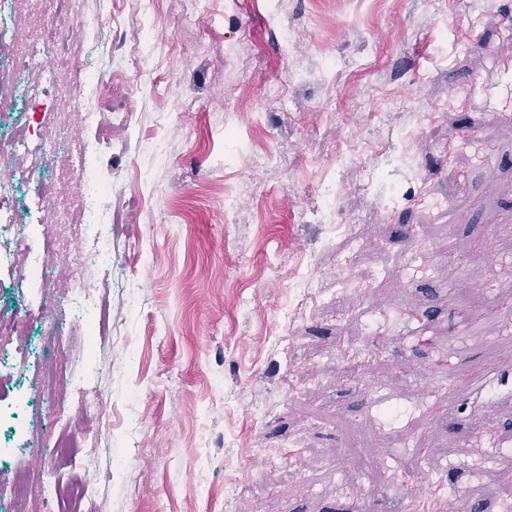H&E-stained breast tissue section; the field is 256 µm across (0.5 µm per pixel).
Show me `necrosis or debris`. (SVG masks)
<instances>
[{
	"instance_id": "1",
	"label": "necrosis or debris",
	"mask_w": 512,
	"mask_h": 512,
	"mask_svg": "<svg viewBox=\"0 0 512 512\" xmlns=\"http://www.w3.org/2000/svg\"><path fill=\"white\" fill-rule=\"evenodd\" d=\"M31 0H0V16H8L11 40L5 52L6 64H0V98L24 101L38 117V131L19 123L9 135L0 136V213L15 205L14 184L25 176L22 167L27 157L37 156L38 175L30 186L40 199L44 214L60 209L68 176L62 167L70 139V127L59 117L51 103L42 99L53 84L57 71L70 61L65 29L77 25L88 39V52L98 54L100 65L92 70L75 69V85L82 95L84 111L81 121L93 128L96 139L111 147L116 131L130 127L133 116L131 92L126 87L121 69L112 56V39L103 29L112 17V0H96L89 11L74 12L72 0H38L40 15H33ZM105 156L84 163L81 192L94 199V206L73 210L68 218L70 228L82 230L89 243L86 251L67 255L60 234L32 235L26 226L1 224L0 236H10L14 256L21 263L15 268L17 283H32L51 290L52 303L46 307L42 323L47 336L45 367L39 379L40 402L58 427L60 434L52 446L32 440L28 451L41 469L56 470L58 462L71 446L62 418L67 408H76L79 417L94 426V437L83 440L81 474L72 494H64L57 484L35 480L15 486L19 512H95L105 494L107 478L101 475V432L110 423L101 409L99 394L86 396L71 405L67 392L80 364L68 339H83L86 351L97 347L96 328L83 316L96 295L88 284L92 268L110 263L114 247L111 234L99 233L98 225L115 223L111 182L102 179Z\"/></svg>"
}]
</instances>
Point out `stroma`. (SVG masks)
Wrapping results in <instances>:
<instances>
[{"instance_id": "obj_1", "label": "stroma", "mask_w": 512, "mask_h": 512, "mask_svg": "<svg viewBox=\"0 0 512 512\" xmlns=\"http://www.w3.org/2000/svg\"><path fill=\"white\" fill-rule=\"evenodd\" d=\"M189 7L158 0L141 21L112 4L162 39L147 61L118 52L137 98L106 152L129 213L143 200L161 218L115 225L91 274L114 283L122 362L98 512H405L411 475L505 512L512 404L452 422L448 401L469 400L463 372L512 361V0H211L190 22ZM188 96L198 108L174 111ZM143 266L135 311L122 286ZM21 344L8 401L36 398L40 338ZM53 436L0 418L1 499L30 440Z\"/></svg>"}]
</instances>
